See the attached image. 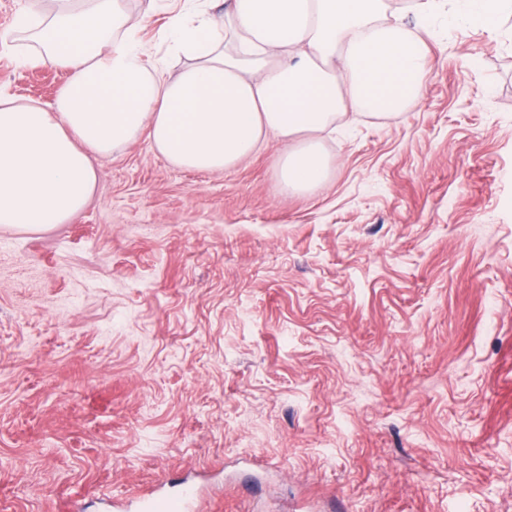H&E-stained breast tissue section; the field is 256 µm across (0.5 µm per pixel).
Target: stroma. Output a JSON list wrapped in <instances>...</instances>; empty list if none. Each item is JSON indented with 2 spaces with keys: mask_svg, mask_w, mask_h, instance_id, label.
<instances>
[{
  "mask_svg": "<svg viewBox=\"0 0 512 512\" xmlns=\"http://www.w3.org/2000/svg\"><path fill=\"white\" fill-rule=\"evenodd\" d=\"M0 0V91L53 104ZM192 0H126L148 64ZM419 30V100L348 112L330 178L140 137L72 220L0 227V512H112L169 474L210 512H512V14Z\"/></svg>",
  "mask_w": 512,
  "mask_h": 512,
  "instance_id": "stroma-1",
  "label": "stroma"
}]
</instances>
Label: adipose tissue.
Listing matches in <instances>:
<instances>
[{
    "instance_id": "1",
    "label": "adipose tissue",
    "mask_w": 512,
    "mask_h": 512,
    "mask_svg": "<svg viewBox=\"0 0 512 512\" xmlns=\"http://www.w3.org/2000/svg\"><path fill=\"white\" fill-rule=\"evenodd\" d=\"M193 28L171 29L187 64L178 77L150 68L122 0L18 28L34 52L26 65L64 70L51 107L0 93V224H62L86 205L92 160L140 136L174 167L221 172L258 152L283 148L277 175L288 193L329 180L318 137L352 110L403 111L421 95L430 61L424 42L386 0H225Z\"/></svg>"
}]
</instances>
